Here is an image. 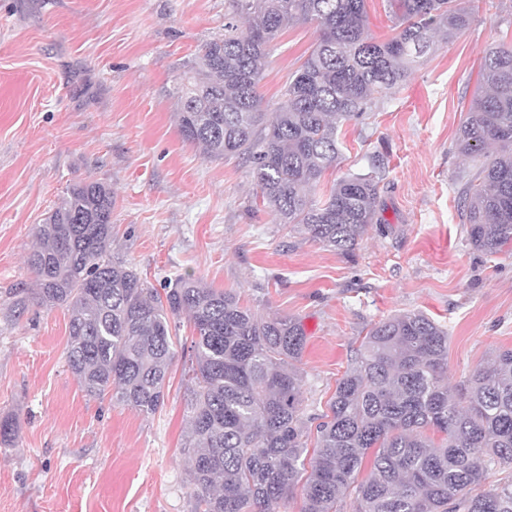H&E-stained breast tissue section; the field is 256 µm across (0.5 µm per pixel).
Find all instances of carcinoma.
Segmentation results:
<instances>
[{
  "mask_svg": "<svg viewBox=\"0 0 512 512\" xmlns=\"http://www.w3.org/2000/svg\"><path fill=\"white\" fill-rule=\"evenodd\" d=\"M388 5L397 32L379 42L366 0H232L224 37L202 46L173 91L186 141L243 160L276 223L345 256L381 223V179L374 164L311 198L339 160V127L471 21L464 0ZM300 22L317 23L320 37L266 112L258 87L268 48ZM457 149L484 158L462 217L473 249L493 256L512 244V45L485 52ZM112 206L105 182L69 187L27 257L35 287L16 295L68 312L67 363L87 395L110 392L145 416L164 403L172 325L187 316L192 512H273L295 490L302 512H344L348 496L351 512H512V479L502 476L512 471V348L452 386L448 329L421 312L391 315L366 332L328 412L311 416L297 367L302 321L261 316L200 278L149 287L112 259Z\"/></svg>",
  "mask_w": 512,
  "mask_h": 512,
  "instance_id": "obj_1",
  "label": "carcinoma"
}]
</instances>
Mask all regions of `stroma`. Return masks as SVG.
I'll list each match as a JSON object with an SVG mask.
<instances>
[{"label":"stroma","instance_id":"1","mask_svg":"<svg viewBox=\"0 0 512 512\" xmlns=\"http://www.w3.org/2000/svg\"><path fill=\"white\" fill-rule=\"evenodd\" d=\"M472 21L364 120L341 127L335 171L383 163L382 221L354 255L277 224L245 166L185 142L172 89L183 62L223 36L229 0H0V512H190L183 452L193 328L181 321L154 415L86 396L66 360L68 314L28 304L35 231L78 180L112 188V254L149 286L193 275L260 315L301 319L309 413H323L371 323L422 312L448 329L456 384L512 348V250L476 252L459 197L475 162L455 147L488 47L512 44V0H473ZM319 38L297 23L273 43L267 111Z\"/></svg>","mask_w":512,"mask_h":512}]
</instances>
